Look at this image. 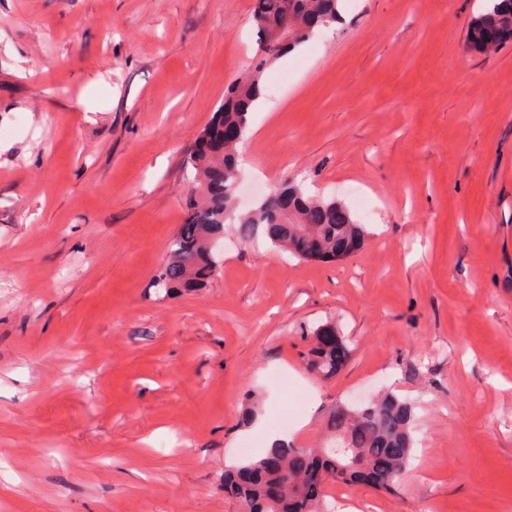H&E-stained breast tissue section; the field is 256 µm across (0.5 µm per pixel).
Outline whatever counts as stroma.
I'll use <instances>...</instances> for the list:
<instances>
[{
	"instance_id": "1",
	"label": "stroma",
	"mask_w": 512,
	"mask_h": 512,
	"mask_svg": "<svg viewBox=\"0 0 512 512\" xmlns=\"http://www.w3.org/2000/svg\"><path fill=\"white\" fill-rule=\"evenodd\" d=\"M252 0H0V512H240L239 447H319L367 388L416 407L373 512H512V44L483 0H346L278 60L239 210L290 179L350 209L363 249L306 262L224 234L198 291L153 277L186 157L258 55ZM351 353L309 371L314 329ZM469 38L487 53H494L512 39V0H487L471 20Z\"/></svg>"
}]
</instances>
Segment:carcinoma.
I'll list each match as a JSON object with an SVG mask.
<instances>
[{
  "instance_id": "obj_1",
  "label": "carcinoma",
  "mask_w": 512,
  "mask_h": 512,
  "mask_svg": "<svg viewBox=\"0 0 512 512\" xmlns=\"http://www.w3.org/2000/svg\"><path fill=\"white\" fill-rule=\"evenodd\" d=\"M342 2L253 0L260 60L228 87L224 103L187 156L194 189L168 260L155 278V286L165 293L192 292L209 281L220 267L217 255L227 224L236 225L242 240L262 235L276 250L303 260L341 258L345 243L363 244L365 227L346 204L308 194L295 182L276 188L246 212H237L235 204L239 148L262 95L265 71L316 31L341 23ZM469 38L487 53L512 39V0H486L471 20ZM349 354L336 326L326 324L314 332L306 365L332 378ZM413 420L414 406L392 392L359 406L341 403L331 415L326 447L278 443L264 456L225 470L224 492L237 500L241 512H331L325 487L360 483L362 469L372 473L371 488L388 492L412 459Z\"/></svg>"
}]
</instances>
